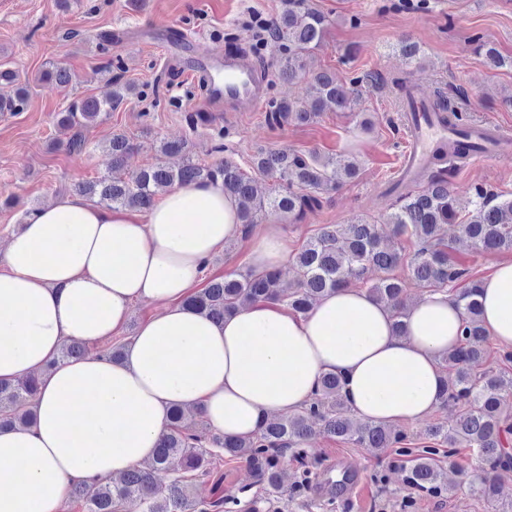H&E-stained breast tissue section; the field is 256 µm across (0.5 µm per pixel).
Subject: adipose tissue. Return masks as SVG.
<instances>
[{"label":"adipose tissue","instance_id":"adipose-tissue-1","mask_svg":"<svg viewBox=\"0 0 512 512\" xmlns=\"http://www.w3.org/2000/svg\"><path fill=\"white\" fill-rule=\"evenodd\" d=\"M222 182L164 193L138 216L79 196L32 212L0 256V381L39 375L35 422L0 429V512H57L73 481L116 478L153 459L173 407L202 410L227 438L297 410L327 372L360 421L424 417L445 386L438 358L456 349L464 319L447 291L415 301L395 333L393 313L367 291L342 288L304 314L265 301L222 322L188 306L189 288L238 229ZM255 270L281 268L275 226L253 243ZM137 300L164 303L123 362L58 355L70 340L110 336ZM490 340L512 347V263L481 279Z\"/></svg>","mask_w":512,"mask_h":512}]
</instances>
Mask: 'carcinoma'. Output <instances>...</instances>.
I'll return each instance as SVG.
<instances>
[{"label": "carcinoma", "instance_id": "1", "mask_svg": "<svg viewBox=\"0 0 512 512\" xmlns=\"http://www.w3.org/2000/svg\"><path fill=\"white\" fill-rule=\"evenodd\" d=\"M328 25V17L307 5L306 0H288V10L265 27L262 43H275L282 49L278 78L288 82L310 78L308 100L270 101V121L312 124L325 112L351 107V92L328 71L313 67L314 52ZM477 50L485 52L494 67L512 68V57L500 55L487 44L477 45ZM38 81L66 87L70 82L69 68L53 63ZM112 85L108 97L75 98L61 112L57 126L71 132L66 142L70 151L84 150L81 129L95 124L102 113L119 109L128 97L141 94L133 83L114 80ZM29 98L27 86L12 97L0 96V112H21ZM133 149L134 144L126 136L113 135L108 148L112 167H119ZM466 154L463 141L438 147L431 164L440 166V172L429 176L423 189L400 193L385 219L392 234L415 241L417 249L411 267L419 287L432 291L461 286L454 294L465 314L461 344L440 357V364L451 377L446 379L439 405L454 408L456 420L450 426L436 424L428 430V439L436 447L413 451L407 448V434L397 426L352 418L343 396L342 376L329 372L322 376L304 406L268 419L255 433L236 440L209 438L190 430L184 410L173 408L152 468L175 467L181 475L167 484H159L151 472L135 467L116 479L74 483L73 501L81 505L83 512H208V503L193 496L191 481L207 474L214 461L223 456L244 460L257 475L264 493L273 495L284 483L282 452L303 444L316 424L345 443L370 448L378 454L391 448L395 455L409 457V464L401 466L407 488L433 496L450 489L436 463L440 448H448L450 455L460 448H469L490 469L477 492L487 504H493L500 472L512 470V455L506 448L507 436L512 434V418L502 412L504 402L512 397V373L505 369V365L512 364V353L502 356L500 366H491L490 354L484 348L486 334L481 311L475 300L477 281L471 278L469 266L448 245L445 233V227L456 222L457 212L448 180L442 173L453 169L454 160ZM251 168L277 179L278 184L268 193L260 194L254 178L233 160L205 165L188 158L177 169L158 162L127 179L107 176L82 182L74 187V192L99 205L147 211L162 190L221 180L224 193L242 205L238 223L246 233L258 213L301 219L320 205L319 194L336 188L341 177L351 179L357 174L353 160L345 159L338 167L335 160L317 154L262 148L253 155ZM472 204L471 216L460 225L462 236L484 251H512V194L493 193L478 186ZM400 261V255L385 243L378 225L361 218L350 224L329 225L312 237L295 256L298 278L291 287L279 286L275 272L248 270L233 277L215 278L186 301L216 320L263 300L284 303L294 312L305 314L326 294L376 272L378 277L369 284L367 292L393 309L399 328L400 320L407 314L401 304L405 281L394 274ZM86 355V342L73 340L63 345L59 358L80 359ZM37 387L38 379L32 375L13 383L0 382V428L34 423Z\"/></svg>", "mask_w": 512, "mask_h": 512}]
</instances>
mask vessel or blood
I'll return each instance as SVG.
<instances>
[{
    "label": "vessel or blood",
    "instance_id": "b4317fda",
    "mask_svg": "<svg viewBox=\"0 0 512 512\" xmlns=\"http://www.w3.org/2000/svg\"><path fill=\"white\" fill-rule=\"evenodd\" d=\"M181 48L188 64L205 79L209 96L228 112H252L264 101L266 77L247 56L230 52L225 55L204 53L197 40L184 39ZM408 130V145L400 166L404 180L418 178L427 167L435 148L455 139L458 126L432 108L430 96L420 86H413L403 114ZM470 144V162L482 163L512 156V135L494 123L471 125L466 130Z\"/></svg>",
    "mask_w": 512,
    "mask_h": 512
}]
</instances>
